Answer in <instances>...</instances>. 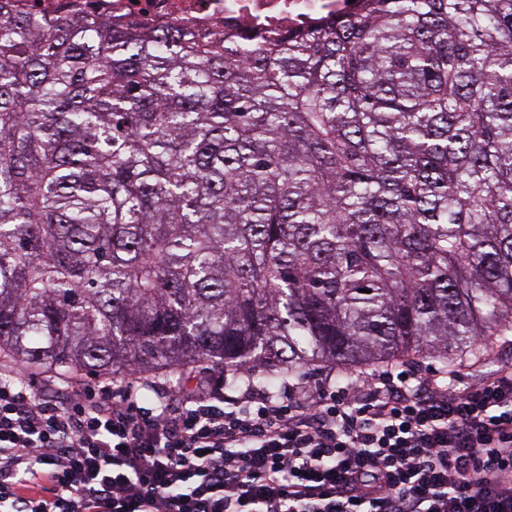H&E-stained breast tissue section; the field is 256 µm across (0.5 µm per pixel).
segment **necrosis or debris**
<instances>
[{
	"instance_id": "4bbe7bcc",
	"label": "necrosis or debris",
	"mask_w": 512,
	"mask_h": 512,
	"mask_svg": "<svg viewBox=\"0 0 512 512\" xmlns=\"http://www.w3.org/2000/svg\"><path fill=\"white\" fill-rule=\"evenodd\" d=\"M88 12L131 17L146 24L187 22L191 28L247 32L304 31L328 15L358 11L362 0H80Z\"/></svg>"
}]
</instances>
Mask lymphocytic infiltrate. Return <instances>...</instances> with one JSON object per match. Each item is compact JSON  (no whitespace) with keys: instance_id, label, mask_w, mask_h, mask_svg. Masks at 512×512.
Instances as JSON below:
<instances>
[{"instance_id":"lymphocytic-infiltrate-1","label":"lymphocytic infiltrate","mask_w":512,"mask_h":512,"mask_svg":"<svg viewBox=\"0 0 512 512\" xmlns=\"http://www.w3.org/2000/svg\"><path fill=\"white\" fill-rule=\"evenodd\" d=\"M156 397L141 406L143 393ZM0 376V512H512V370L403 364L236 394Z\"/></svg>"}]
</instances>
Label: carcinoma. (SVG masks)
Masks as SVG:
<instances>
[{"instance_id":"1","label":"carcinoma","mask_w":512,"mask_h":512,"mask_svg":"<svg viewBox=\"0 0 512 512\" xmlns=\"http://www.w3.org/2000/svg\"><path fill=\"white\" fill-rule=\"evenodd\" d=\"M512 336V0L197 34L0 0V361L480 357Z\"/></svg>"}]
</instances>
